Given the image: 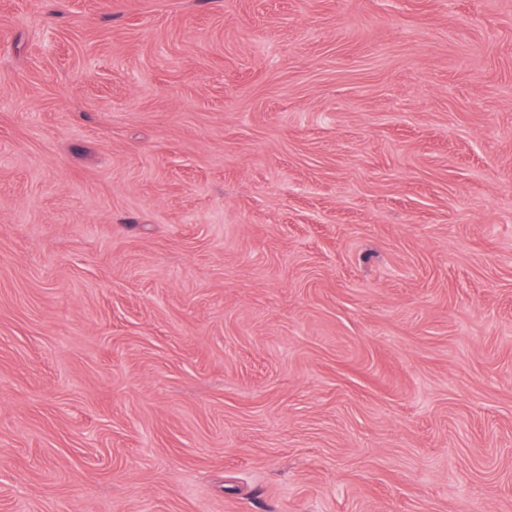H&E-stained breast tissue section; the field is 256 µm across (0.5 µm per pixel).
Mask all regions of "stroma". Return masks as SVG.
Masks as SVG:
<instances>
[{"label": "stroma", "instance_id": "stroma-1", "mask_svg": "<svg viewBox=\"0 0 512 512\" xmlns=\"http://www.w3.org/2000/svg\"><path fill=\"white\" fill-rule=\"evenodd\" d=\"M0 512H512V0H0Z\"/></svg>", "mask_w": 512, "mask_h": 512}]
</instances>
